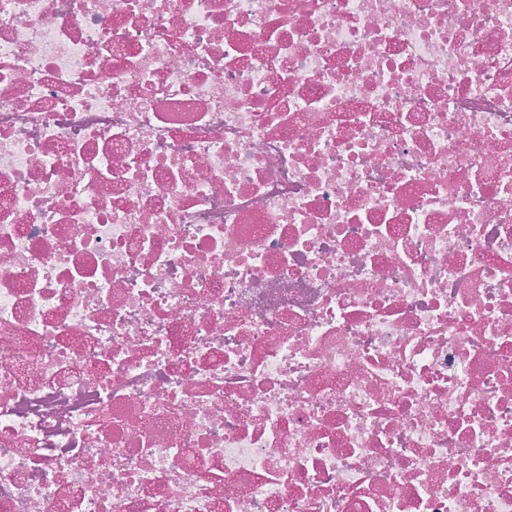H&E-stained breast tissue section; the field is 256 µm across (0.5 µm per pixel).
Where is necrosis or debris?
<instances>
[{
    "label": "necrosis or debris",
    "mask_w": 512,
    "mask_h": 512,
    "mask_svg": "<svg viewBox=\"0 0 512 512\" xmlns=\"http://www.w3.org/2000/svg\"><path fill=\"white\" fill-rule=\"evenodd\" d=\"M0 512H512V0H0Z\"/></svg>",
    "instance_id": "necrosis-or-debris-1"
}]
</instances>
